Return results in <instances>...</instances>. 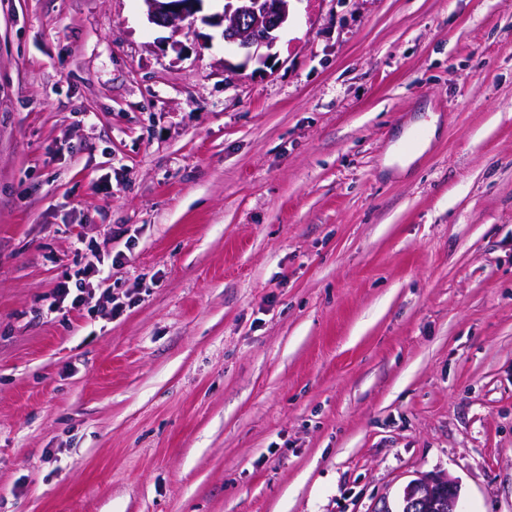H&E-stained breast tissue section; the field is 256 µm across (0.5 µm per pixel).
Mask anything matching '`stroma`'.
<instances>
[{
    "mask_svg": "<svg viewBox=\"0 0 512 512\" xmlns=\"http://www.w3.org/2000/svg\"><path fill=\"white\" fill-rule=\"evenodd\" d=\"M277 36L0 0V512H378L435 471L512 512V0ZM81 243L112 286L47 313Z\"/></svg>",
    "mask_w": 512,
    "mask_h": 512,
    "instance_id": "obj_1",
    "label": "stroma"
}]
</instances>
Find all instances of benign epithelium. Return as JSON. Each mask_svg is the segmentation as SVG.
Masks as SVG:
<instances>
[{
	"label": "benign epithelium",
	"mask_w": 512,
	"mask_h": 512,
	"mask_svg": "<svg viewBox=\"0 0 512 512\" xmlns=\"http://www.w3.org/2000/svg\"><path fill=\"white\" fill-rule=\"evenodd\" d=\"M151 23L169 27L188 20L223 28L224 43L264 64L275 58V32L288 22V0H224L222 12L197 17L202 0H144ZM266 52H261V49ZM457 483L442 475L422 474L404 488L399 512H459Z\"/></svg>",
	"instance_id": "benign-epithelium-1"
}]
</instances>
